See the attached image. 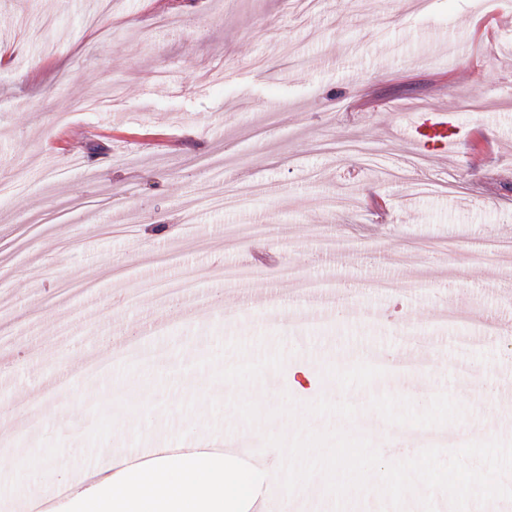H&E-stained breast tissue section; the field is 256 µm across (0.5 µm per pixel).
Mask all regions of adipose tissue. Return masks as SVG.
<instances>
[{
	"label": "adipose tissue",
	"mask_w": 512,
	"mask_h": 512,
	"mask_svg": "<svg viewBox=\"0 0 512 512\" xmlns=\"http://www.w3.org/2000/svg\"><path fill=\"white\" fill-rule=\"evenodd\" d=\"M196 442L201 453L162 457L76 494L75 512H262L253 470L205 453L214 442L208 431Z\"/></svg>",
	"instance_id": "1"
}]
</instances>
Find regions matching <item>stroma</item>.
<instances>
[{
	"mask_svg": "<svg viewBox=\"0 0 512 512\" xmlns=\"http://www.w3.org/2000/svg\"><path fill=\"white\" fill-rule=\"evenodd\" d=\"M164 3L0 0V400L27 404L63 350L72 383L64 418L0 439V512L50 493L44 467L77 481L202 423L261 447L226 406L238 388L202 364L230 341L288 353L247 390L263 409L296 368L319 379L303 401L421 408L443 389L477 422L440 427L447 448L512 440L483 391L512 392V343L485 337L512 327V0ZM438 107L464 141L414 155L395 131ZM259 251L269 264L225 281ZM290 267L331 285L335 317L295 322L312 295ZM190 273L186 316L153 291ZM451 311L484 344L456 350ZM145 321L142 355L172 378L140 379L118 348ZM420 353L421 380L364 366ZM450 354L482 388L440 367Z\"/></svg>",
	"mask_w": 512,
	"mask_h": 512,
	"instance_id": "35a3bbf8",
	"label": "stroma"
}]
</instances>
